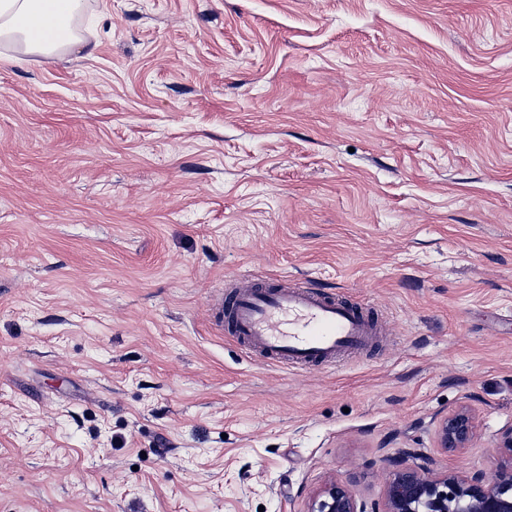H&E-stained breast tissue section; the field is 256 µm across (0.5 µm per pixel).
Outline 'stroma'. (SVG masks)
I'll use <instances>...</instances> for the list:
<instances>
[{
  "label": "stroma",
  "mask_w": 512,
  "mask_h": 512,
  "mask_svg": "<svg viewBox=\"0 0 512 512\" xmlns=\"http://www.w3.org/2000/svg\"><path fill=\"white\" fill-rule=\"evenodd\" d=\"M0 46V512H307L512 426V0H87ZM311 281L382 331L306 368L210 306ZM456 453L436 427L459 409ZM85 0H1L0 44L22 55L52 60L73 51L79 45L90 48L75 33ZM50 30L61 39L44 38ZM475 436V426L469 412L458 410L444 419L437 426V439L441 448L458 451L468 448Z\"/></svg>",
  "instance_id": "1"
}]
</instances>
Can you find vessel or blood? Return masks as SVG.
<instances>
[{
    "label": "vessel or blood",
    "instance_id": "vessel-or-blood-1",
    "mask_svg": "<svg viewBox=\"0 0 512 512\" xmlns=\"http://www.w3.org/2000/svg\"><path fill=\"white\" fill-rule=\"evenodd\" d=\"M215 310L225 332L249 351L300 367L366 346L376 328L360 305L309 283L234 286Z\"/></svg>",
    "mask_w": 512,
    "mask_h": 512
}]
</instances>
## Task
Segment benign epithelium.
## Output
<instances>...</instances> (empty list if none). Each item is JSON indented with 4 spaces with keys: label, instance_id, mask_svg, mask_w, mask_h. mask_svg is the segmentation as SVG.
Listing matches in <instances>:
<instances>
[{
    "label": "benign epithelium",
    "instance_id": "obj_1",
    "mask_svg": "<svg viewBox=\"0 0 512 512\" xmlns=\"http://www.w3.org/2000/svg\"><path fill=\"white\" fill-rule=\"evenodd\" d=\"M475 426L469 412L458 410L437 426L440 447L458 451L470 445ZM382 507L367 510L349 486L327 482L309 501L307 512H512V464L491 481L480 474H437L419 449L402 448L389 460Z\"/></svg>",
    "mask_w": 512,
    "mask_h": 512
}]
</instances>
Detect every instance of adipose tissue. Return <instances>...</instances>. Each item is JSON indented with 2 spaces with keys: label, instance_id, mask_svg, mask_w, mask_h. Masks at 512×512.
Instances as JSON below:
<instances>
[{
  "label": "adipose tissue",
  "instance_id": "ef3b65f1",
  "mask_svg": "<svg viewBox=\"0 0 512 512\" xmlns=\"http://www.w3.org/2000/svg\"><path fill=\"white\" fill-rule=\"evenodd\" d=\"M85 0H0V45L51 60L79 47Z\"/></svg>",
  "mask_w": 512,
  "mask_h": 512
}]
</instances>
